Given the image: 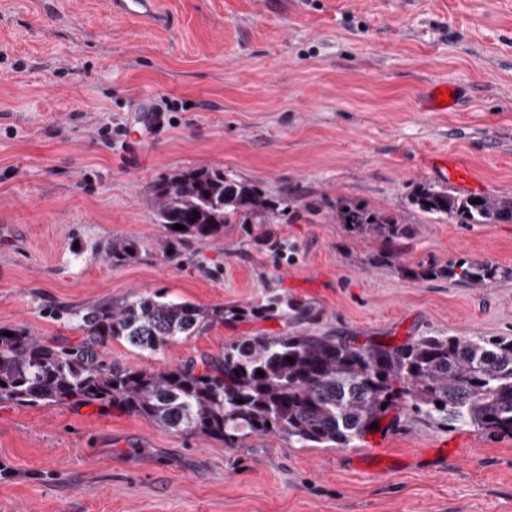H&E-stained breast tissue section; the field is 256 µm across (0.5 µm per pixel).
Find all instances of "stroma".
I'll return each mask as SVG.
<instances>
[{
	"label": "stroma",
	"mask_w": 512,
	"mask_h": 512,
	"mask_svg": "<svg viewBox=\"0 0 512 512\" xmlns=\"http://www.w3.org/2000/svg\"><path fill=\"white\" fill-rule=\"evenodd\" d=\"M107 0H0V328L61 344L76 313L139 296L310 303L316 332L401 343L512 336V277H423L462 259L512 270V223L451 224L411 205L419 185L512 198V0H161L163 30ZM435 82L453 112L422 113ZM161 106L159 123L136 111ZM287 196L299 220L163 249L153 186L195 169ZM344 197L415 229L383 241L338 224ZM135 256L115 265L113 244ZM284 318L217 324L149 355L176 366ZM0 512H512V436L449 430L408 411L354 448L274 436L237 447L96 405L0 403Z\"/></svg>",
	"instance_id": "stroma-1"
}]
</instances>
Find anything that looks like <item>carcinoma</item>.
I'll return each mask as SVG.
<instances>
[{"label":"carcinoma","mask_w":512,"mask_h":512,"mask_svg":"<svg viewBox=\"0 0 512 512\" xmlns=\"http://www.w3.org/2000/svg\"><path fill=\"white\" fill-rule=\"evenodd\" d=\"M156 223L165 250L224 235L227 224H269L283 199L257 182L197 169L155 184ZM420 211L457 224L512 223V200L463 195L422 185L410 197ZM199 216H194V213ZM336 223L353 233L407 247L413 230L386 213L336 201ZM185 226L177 230L174 225ZM132 242L112 245V264L134 256ZM422 277L483 286L512 276L487 260H459L419 272ZM302 326L258 333L224 344L175 367L107 364L99 349L121 341L146 353L216 324L276 317ZM318 312L272 295L251 306H200L140 296L117 308H88L78 320L86 339L67 346L23 330L0 329V403L20 406L98 404L159 426L217 439L232 448L242 438L273 435L301 448H353L396 407L448 429L470 427L512 435V336H423L402 344L358 343L313 333ZM293 361H287V358ZM263 371L259 376L257 371Z\"/></svg>","instance_id":"cac0c4a2"}]
</instances>
